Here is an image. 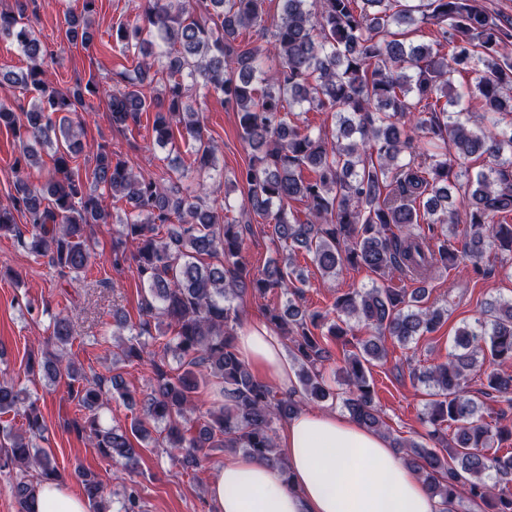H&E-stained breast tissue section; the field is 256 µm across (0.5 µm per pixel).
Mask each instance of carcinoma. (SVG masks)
I'll use <instances>...</instances> for the list:
<instances>
[{"instance_id":"cac0c4a2","label":"carcinoma","mask_w":512,"mask_h":512,"mask_svg":"<svg viewBox=\"0 0 512 512\" xmlns=\"http://www.w3.org/2000/svg\"><path fill=\"white\" fill-rule=\"evenodd\" d=\"M95 2L83 0V15L67 29L70 42L92 41L87 17ZM280 2L271 41L244 48L236 39L241 30L262 26L264 0H147L135 22L112 30L138 62L136 71L117 74L110 91L92 78L49 88L48 51L23 23L25 3L0 9V38L16 42L29 60L19 74L0 73V83L33 100L20 114L0 106V127L20 146L16 168L42 165L33 144L54 147L47 181L37 188L19 177L10 203L0 205V237H15L61 277L77 279L91 264L88 229L107 218L99 190L130 204L112 243L113 265L132 260L147 294L112 363L141 359L155 312L166 316L168 340L163 355L151 360L154 383L141 407L145 418L163 425L162 445L183 450L181 464L194 469L201 467L200 452L222 448L286 470L273 425L309 403L338 401L361 425L386 432L371 379V367L386 355L384 339L406 344L448 316L446 308L422 304L424 289L388 286L348 289L336 298L334 319L310 313L298 304L306 279L297 250L312 256L324 278L366 267L418 279L461 261L484 274L486 251L512 256V224L500 222L512 214V17L503 20L483 0ZM403 25L436 27L435 46L406 41ZM460 70L477 74L475 82L457 88L453 76ZM157 74L163 90L154 96ZM188 79L237 114L250 157L234 181L246 190L251 219H261L283 251L259 273L241 260L251 224L223 219L218 207L229 201L215 198L208 206L198 194H209L203 184L195 190L185 184L191 174L215 169L217 152L202 114L187 104ZM94 97L108 99L118 129L154 111V143L165 148L179 133L190 163L168 156L161 173L145 176L103 146L91 172L80 175L72 166L79 152L74 128ZM297 107L331 115L334 127L312 133L296 120ZM474 156L485 160L475 171ZM294 201L304 210H292ZM461 224V248L453 250L448 243ZM129 242L136 245L130 255ZM206 256L219 263H202ZM269 293L285 297L283 307L265 309V323L285 341L297 378L285 392L254 376L237 351L238 303ZM52 324L56 350L29 359L27 372L66 379L79 412L68 428L100 455L136 465L132 439L146 435L144 423L105 426L101 414L114 392L125 402L131 394L116 377H90L73 365L71 322L57 315ZM355 324L369 338L354 344L348 336ZM329 337L344 348L348 389L342 392L325 374ZM483 366L492 398L511 408L512 299L489 304L474 327L458 332L448 361L416 375L433 389L423 422L434 445L397 439L394 447L459 512L469 502L485 512H512V452L500 447L512 441V428L484 422L483 403L467 390L469 375ZM206 383L220 386L224 404L193 419ZM11 412L26 429L17 433L0 423V469L18 471L13 489L21 512H30L37 486L59 481L60 471L52 451L35 443L47 429L38 399L1 379L0 416ZM448 429L450 439L442 434ZM74 474L92 512H110L97 476L81 466ZM120 512H142L136 486L125 488Z\"/></svg>"}]
</instances>
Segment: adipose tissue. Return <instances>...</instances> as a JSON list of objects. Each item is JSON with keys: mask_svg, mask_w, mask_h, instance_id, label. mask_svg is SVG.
Returning a JSON list of instances; mask_svg holds the SVG:
<instances>
[{"mask_svg": "<svg viewBox=\"0 0 512 512\" xmlns=\"http://www.w3.org/2000/svg\"><path fill=\"white\" fill-rule=\"evenodd\" d=\"M242 359L275 388L294 375L284 345L265 324L239 332ZM278 446L287 471L253 456L225 459L207 487L210 512H449L383 434L336 411L303 410L282 423ZM31 512H88L85 500L42 484Z\"/></svg>", "mask_w": 512, "mask_h": 512, "instance_id": "adipose-tissue-1", "label": "adipose tissue"}]
</instances>
